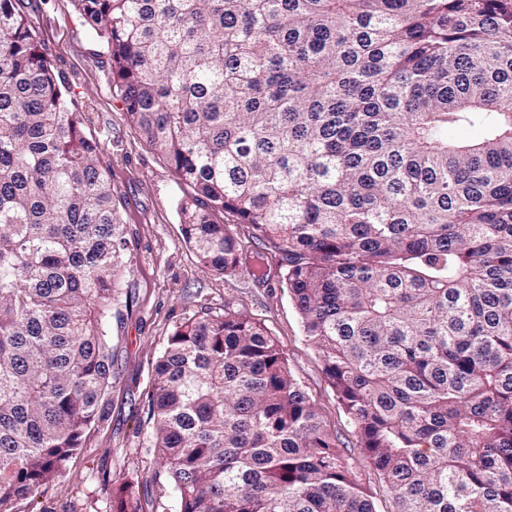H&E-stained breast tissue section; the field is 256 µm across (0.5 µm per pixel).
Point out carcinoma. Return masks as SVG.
<instances>
[{
	"instance_id": "carcinoma-1",
	"label": "carcinoma",
	"mask_w": 512,
	"mask_h": 512,
	"mask_svg": "<svg viewBox=\"0 0 512 512\" xmlns=\"http://www.w3.org/2000/svg\"><path fill=\"white\" fill-rule=\"evenodd\" d=\"M74 5L189 189L199 265L241 263L226 214L282 254L398 512H512V0ZM110 168L0 0V512H38L105 420L128 246ZM148 408L180 512H375L244 312L176 325ZM112 509L140 512L134 482Z\"/></svg>"
}]
</instances>
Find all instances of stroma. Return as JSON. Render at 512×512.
I'll list each match as a JSON object with an SVG mask.
<instances>
[{"label": "stroma", "instance_id": "stroma-1", "mask_svg": "<svg viewBox=\"0 0 512 512\" xmlns=\"http://www.w3.org/2000/svg\"><path fill=\"white\" fill-rule=\"evenodd\" d=\"M27 13L60 76L84 105L85 132L112 161V183L122 201L130 272L120 286L128 300L110 324L112 379L107 418L90 435L60 483L43 498L47 512H112V486L135 480L143 512H178L177 497L152 446L147 394L154 366L174 327L201 311L225 307L260 322L285 352L293 376L315 403L324 429L370 492L376 512H397L391 489L365 452L360 435L329 383L323 362L307 341L282 280L284 262L249 225H235L243 261L219 275L201 268L185 240L180 202L186 191L166 162L128 123L103 45L84 25L73 0H32ZM267 276L256 279V254Z\"/></svg>", "mask_w": 512, "mask_h": 512}]
</instances>
